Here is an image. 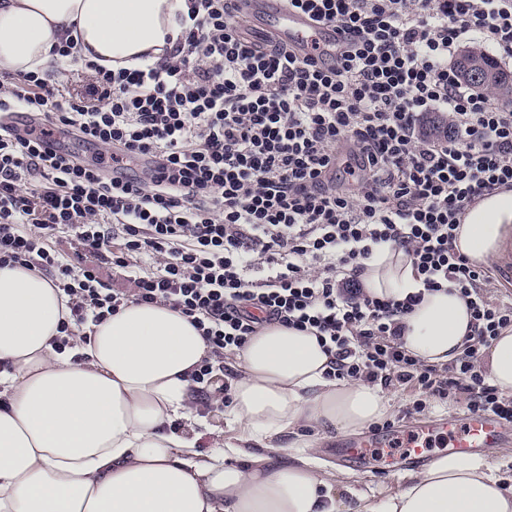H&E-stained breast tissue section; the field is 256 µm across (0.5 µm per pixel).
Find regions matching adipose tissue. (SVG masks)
Here are the masks:
<instances>
[{
  "mask_svg": "<svg viewBox=\"0 0 512 512\" xmlns=\"http://www.w3.org/2000/svg\"><path fill=\"white\" fill-rule=\"evenodd\" d=\"M185 0H0V72H43L73 38L83 60L137 68L167 57L183 31ZM512 236V190L471 207L455 248L498 257ZM360 280L366 294L422 300L405 315L402 342L423 363L457 359L471 314L456 290H424L403 249L377 248ZM70 311L52 281L22 265L0 268V512H512L495 464L442 454L396 485L363 490L317 457L283 462L280 438L354 432L380 420L384 390L326 377L316 336L264 325L235 353L226 429L197 449L192 374L209 354L189 317L128 301L71 347L53 340ZM493 385L512 395V327L483 357Z\"/></svg>",
  "mask_w": 512,
  "mask_h": 512,
  "instance_id": "1",
  "label": "adipose tissue"
}]
</instances>
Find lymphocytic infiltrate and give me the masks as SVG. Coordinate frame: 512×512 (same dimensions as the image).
I'll list each match as a JSON object with an SVG mask.
<instances>
[{"instance_id": "lymphocytic-infiltrate-1", "label": "lymphocytic infiltrate", "mask_w": 512, "mask_h": 512, "mask_svg": "<svg viewBox=\"0 0 512 512\" xmlns=\"http://www.w3.org/2000/svg\"><path fill=\"white\" fill-rule=\"evenodd\" d=\"M241 0H187L168 61L83 64L85 90L36 72L0 85V267L50 277L75 327L128 300L190 317L210 346L192 380L262 325L314 329L328 377L468 395L512 422L480 359L512 302L457 252L466 211L512 188V109L448 59L469 38L512 57V0H284L336 28V54H295L247 30ZM61 129L94 147L51 146ZM405 249L425 289L456 286L464 350L440 373L401 341L421 300L367 295L376 247Z\"/></svg>"}]
</instances>
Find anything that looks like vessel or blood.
<instances>
[{
	"instance_id": "obj_1",
	"label": "vessel or blood",
	"mask_w": 512,
	"mask_h": 512,
	"mask_svg": "<svg viewBox=\"0 0 512 512\" xmlns=\"http://www.w3.org/2000/svg\"><path fill=\"white\" fill-rule=\"evenodd\" d=\"M243 9L253 25L271 29L288 41L298 55H306L314 39H321L327 47H335L337 34L333 30H316L309 16L298 9L285 8L283 0H244ZM512 432V424L492 413L459 418L448 416L428 425L405 431L366 432L360 437L338 444L341 461L361 463L371 460L374 452L388 450L401 444L403 455H388L386 463L397 462L405 467H416L432 459L435 449L445 448L463 457L480 454L497 446Z\"/></svg>"
}]
</instances>
